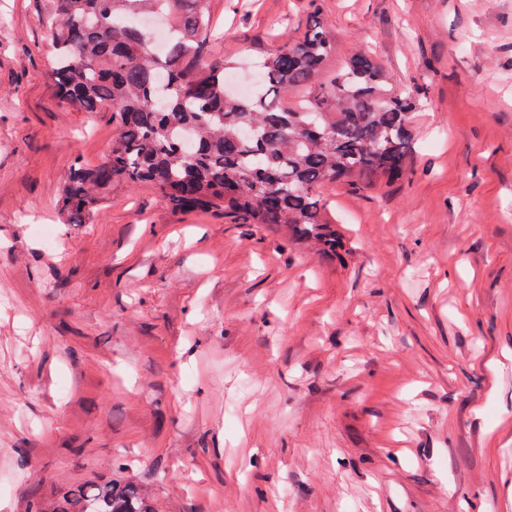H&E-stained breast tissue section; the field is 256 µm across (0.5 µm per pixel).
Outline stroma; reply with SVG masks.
Wrapping results in <instances>:
<instances>
[{"label": "stroma", "instance_id": "obj_1", "mask_svg": "<svg viewBox=\"0 0 512 512\" xmlns=\"http://www.w3.org/2000/svg\"><path fill=\"white\" fill-rule=\"evenodd\" d=\"M51 2L0 0V512L118 459L158 512H512V0H211L237 73L317 18L418 93L412 171L326 192L336 261L123 182L64 223L113 126Z\"/></svg>", "mask_w": 512, "mask_h": 512}]
</instances>
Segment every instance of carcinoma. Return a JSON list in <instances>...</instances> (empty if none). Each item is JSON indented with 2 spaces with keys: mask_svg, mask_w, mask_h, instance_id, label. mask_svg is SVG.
<instances>
[{
  "mask_svg": "<svg viewBox=\"0 0 512 512\" xmlns=\"http://www.w3.org/2000/svg\"><path fill=\"white\" fill-rule=\"evenodd\" d=\"M165 16L157 53L145 26ZM51 68L65 109L108 110L114 132L103 160L74 159L58 199L68 224H85L112 184L152 186L173 210L280 224L326 257L343 249L324 188L360 192L409 173L417 99L395 89L374 58L351 54L315 83L336 46L319 21L255 59L257 92L226 90L229 62L209 56L210 0H53ZM310 87L296 105L284 99ZM50 512H158L129 475L63 488Z\"/></svg>",
  "mask_w": 512,
  "mask_h": 512,
  "instance_id": "1",
  "label": "carcinoma"
}]
</instances>
